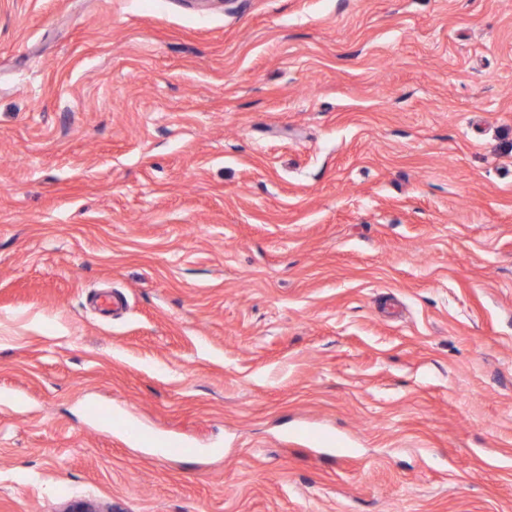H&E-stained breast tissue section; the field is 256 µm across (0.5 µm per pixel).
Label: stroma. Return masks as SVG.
I'll return each mask as SVG.
<instances>
[{
  "mask_svg": "<svg viewBox=\"0 0 512 512\" xmlns=\"http://www.w3.org/2000/svg\"><path fill=\"white\" fill-rule=\"evenodd\" d=\"M78 506L512 512V0H0V512Z\"/></svg>",
  "mask_w": 512,
  "mask_h": 512,
  "instance_id": "35a3bbf8",
  "label": "stroma"
}]
</instances>
